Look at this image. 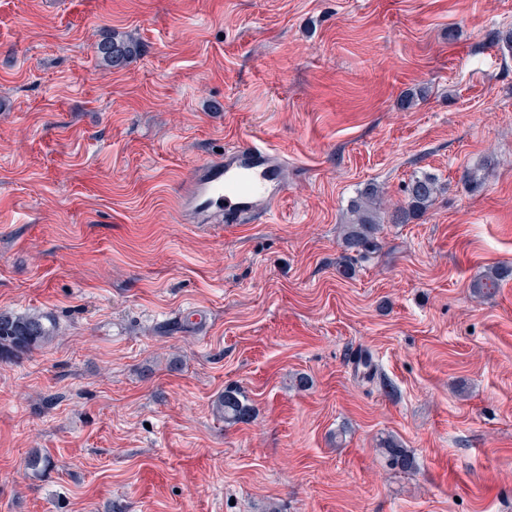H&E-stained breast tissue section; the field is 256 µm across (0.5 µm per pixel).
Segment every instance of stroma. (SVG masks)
<instances>
[{
    "label": "stroma",
    "mask_w": 512,
    "mask_h": 512,
    "mask_svg": "<svg viewBox=\"0 0 512 512\" xmlns=\"http://www.w3.org/2000/svg\"><path fill=\"white\" fill-rule=\"evenodd\" d=\"M511 29L512 0H0V312L55 327L0 360V512H512V279L471 288L512 266ZM253 139L278 207L178 223ZM422 173L343 276L351 201ZM97 58L109 68H121L140 54V43L130 35L112 32L95 46ZM512 277V267L502 266L496 267L488 274L475 281L473 288H476L480 294H488L491 289L499 286L500 282L505 281L507 278ZM218 408L221 413H224V422L230 424L246 422L252 411L245 397L235 387L224 389V394L218 400ZM400 443L393 437H388L379 442L381 453L389 460L392 466L402 470H412L414 468V458L408 454L405 448H401Z\"/></svg>",
    "instance_id": "obj_1"
}]
</instances>
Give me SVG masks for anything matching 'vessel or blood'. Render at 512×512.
Segmentation results:
<instances>
[{
	"label": "vessel or blood",
	"instance_id": "b4317fda",
	"mask_svg": "<svg viewBox=\"0 0 512 512\" xmlns=\"http://www.w3.org/2000/svg\"><path fill=\"white\" fill-rule=\"evenodd\" d=\"M286 161L266 142L251 140L204 162L178 197L184 223H243L255 212L274 210L286 181Z\"/></svg>",
	"mask_w": 512,
	"mask_h": 512
}]
</instances>
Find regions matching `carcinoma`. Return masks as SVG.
Returning <instances> with one entry per match:
<instances>
[{
	"mask_svg": "<svg viewBox=\"0 0 512 512\" xmlns=\"http://www.w3.org/2000/svg\"><path fill=\"white\" fill-rule=\"evenodd\" d=\"M97 58L109 68H121L140 54V43L130 35L112 33L103 37L95 46ZM439 190L438 179L432 175L412 176L405 187V200L388 211L379 191L369 187L351 201L347 222L343 229L342 247L349 254L358 256L378 250V235L384 221L406 224L426 212L434 203ZM512 277V267L502 266L491 270L474 283L480 294H488L500 282ZM54 333L53 327L44 323L42 315H11L0 313V353L29 350L47 340ZM224 421L236 424L247 421L252 408L235 387H227L218 400ZM381 453L392 466L402 470L414 468V458L393 437L379 442Z\"/></svg>",
	"mask_w": 512,
	"mask_h": 512,
	"instance_id": "1",
	"label": "carcinoma"
}]
</instances>
